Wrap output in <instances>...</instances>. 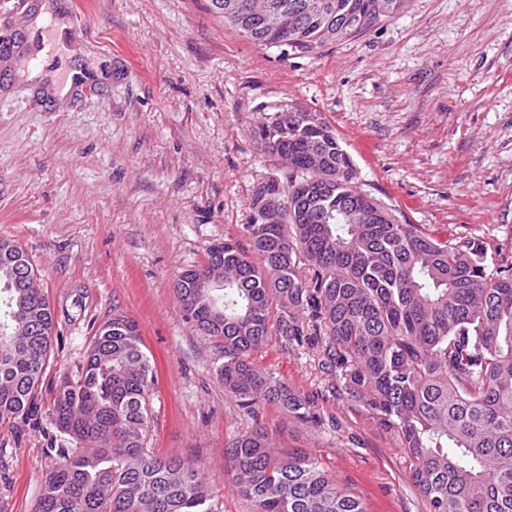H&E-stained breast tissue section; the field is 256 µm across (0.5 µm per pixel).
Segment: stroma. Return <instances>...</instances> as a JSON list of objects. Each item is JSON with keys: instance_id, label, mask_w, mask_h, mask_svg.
Listing matches in <instances>:
<instances>
[{"instance_id": "35a3bbf8", "label": "stroma", "mask_w": 512, "mask_h": 512, "mask_svg": "<svg viewBox=\"0 0 512 512\" xmlns=\"http://www.w3.org/2000/svg\"><path fill=\"white\" fill-rule=\"evenodd\" d=\"M45 3L65 20L81 14L87 33L65 67L94 92L60 98L50 78L19 76ZM286 104L322 113L360 190L399 223L512 261V0H408L309 54L253 46L210 0H0V238L28 254L55 319L32 414L0 423V512H32L68 442L55 390L116 310L137 324L155 372V453L197 458L217 512H249L224 468L225 443L249 421L174 281L210 245L244 241L254 188L281 169L252 126L260 107ZM314 355L275 336L255 353L324 419L270 407L265 425L318 457L366 512H428L398 437L331 396Z\"/></svg>"}]
</instances>
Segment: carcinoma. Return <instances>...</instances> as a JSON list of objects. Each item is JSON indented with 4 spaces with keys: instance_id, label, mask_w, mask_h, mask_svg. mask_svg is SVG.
<instances>
[{
    "instance_id": "cac0c4a2",
    "label": "carcinoma",
    "mask_w": 512,
    "mask_h": 512,
    "mask_svg": "<svg viewBox=\"0 0 512 512\" xmlns=\"http://www.w3.org/2000/svg\"><path fill=\"white\" fill-rule=\"evenodd\" d=\"M259 48L307 54L355 37L407 0H210ZM271 7L297 18L264 29ZM359 27L336 35V14ZM285 171L253 192L248 246L224 241L182 271L184 317L217 342L216 373L251 425L224 459L251 512H366L361 499L261 422L273 406L322 424L315 400L257 368L272 336L318 349L328 389L395 433L429 512H512V262L477 241H440L400 224L360 191L353 162L319 112L277 106L252 128ZM53 313L26 252L0 239V419L26 416L48 361ZM154 374L136 324L118 309L95 331L53 399L74 447L56 450L33 512H216L199 462L150 446Z\"/></svg>"
}]
</instances>
